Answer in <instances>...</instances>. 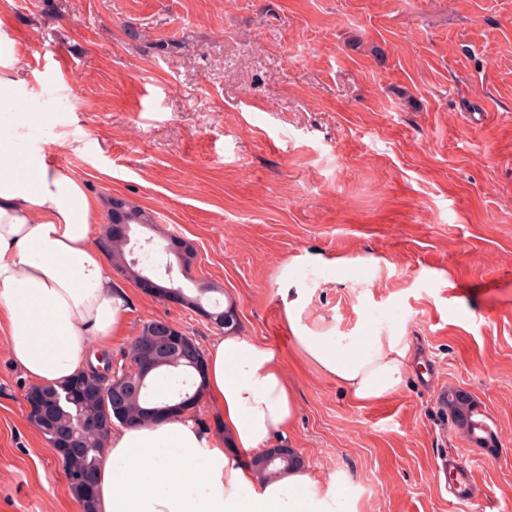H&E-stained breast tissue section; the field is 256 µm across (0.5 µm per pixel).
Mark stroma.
I'll list each match as a JSON object with an SVG mask.
<instances>
[{"instance_id":"obj_1","label":"stroma","mask_w":512,"mask_h":512,"mask_svg":"<svg viewBox=\"0 0 512 512\" xmlns=\"http://www.w3.org/2000/svg\"><path fill=\"white\" fill-rule=\"evenodd\" d=\"M16 43L0 131L98 202L149 209L195 251L242 335L277 350L297 399L278 448L340 475L358 512H512V0H0ZM296 268L343 332L404 329L401 388L359 406L296 356L278 290ZM128 310L208 350L198 311L120 273ZM0 329V512H81L29 420ZM468 393L493 441L436 391ZM457 452L478 493L448 496Z\"/></svg>"}]
</instances>
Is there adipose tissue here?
Here are the masks:
<instances>
[{
	"label": "adipose tissue",
	"mask_w": 512,
	"mask_h": 512,
	"mask_svg": "<svg viewBox=\"0 0 512 512\" xmlns=\"http://www.w3.org/2000/svg\"><path fill=\"white\" fill-rule=\"evenodd\" d=\"M98 210L86 184L32 152L16 160L0 134V321L13 362L34 384H61L87 370L92 344L124 324L125 294L91 234ZM298 354L367 404L403 383V332L345 334L311 307L306 288L280 291ZM205 393L227 442L190 416L108 434L97 473V512H356L340 477L319 485L304 469L261 482L240 460L290 429L295 393L275 349L219 335L205 358ZM237 448L227 453L225 443Z\"/></svg>",
	"instance_id": "1"
}]
</instances>
